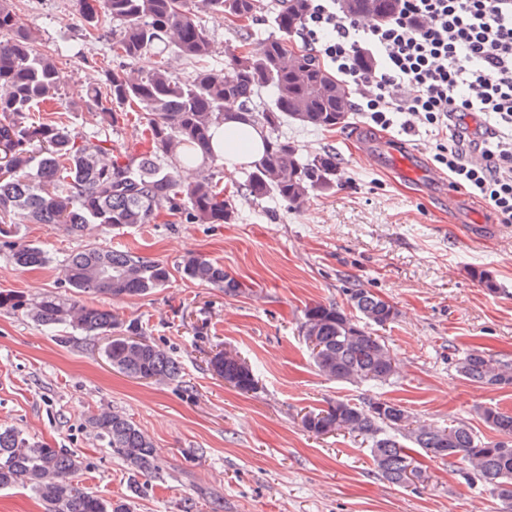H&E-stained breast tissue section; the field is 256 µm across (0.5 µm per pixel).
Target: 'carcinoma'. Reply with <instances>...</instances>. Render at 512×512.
<instances>
[{
  "label": "carcinoma",
  "mask_w": 512,
  "mask_h": 512,
  "mask_svg": "<svg viewBox=\"0 0 512 512\" xmlns=\"http://www.w3.org/2000/svg\"><path fill=\"white\" fill-rule=\"evenodd\" d=\"M308 0H276L273 21L281 38L252 43L244 54L213 64L215 53L200 13L214 12L245 21L262 9V0H75L88 35L119 28L109 51L123 68L95 76L82 106L94 111L96 126L115 127L126 105L143 109L148 147L140 152L112 148V141L79 134L61 122L35 123L31 113L47 103H61L63 74L58 59L64 49L39 48L38 32L26 25L14 0H0V249L11 263L38 268L49 262L39 246L18 238V224H53L72 236L92 228L154 224L163 212H176L196 224H227L235 218L234 197L259 202L276 198L294 208L316 191L336 184V152L324 150L302 158L282 124L334 129L353 111L344 82L316 56L288 47L287 38L302 24ZM342 14L385 22L397 0H339ZM153 52L156 68L143 74L134 62ZM197 64L186 80L177 77L170 57ZM272 91L262 110L253 105L260 88ZM228 120L268 130L265 152L246 172L236 195L224 196L212 164L224 153V140L242 134L216 133ZM189 279L240 292L242 284L224 266L199 253L181 261ZM168 267L121 249L86 246L71 253L61 267V282L78 295L140 297L163 287ZM348 307L317 302L303 311L301 331L313 363L324 376L349 384H384L398 374L389 344L377 331L394 323L399 310L366 288L346 290ZM0 311L23 312L42 326H68L82 333L123 336L105 349L112 366L129 377L158 383L179 379L181 366L164 347L148 340L136 320L124 321L105 305H85L54 292L36 298L0 291ZM467 381L492 388H512V363L481 349L455 359ZM227 379L239 390L256 389L253 371L237 377V360L224 354ZM480 416L495 434L478 435L462 421L446 426L418 422L401 404L370 397L355 404L345 399L301 420L319 436L347 433L368 442L377 471L390 483L406 485L423 478L411 455L418 448L432 460L457 458L465 476L512 502V411L484 408ZM87 425L118 454L128 469L150 477L159 472L158 450L149 436L117 410L89 415ZM79 456L49 448L21 431L0 428V488L24 487L48 512H130L124 501L106 500L75 481Z\"/></svg>",
  "instance_id": "carcinoma-1"
}]
</instances>
